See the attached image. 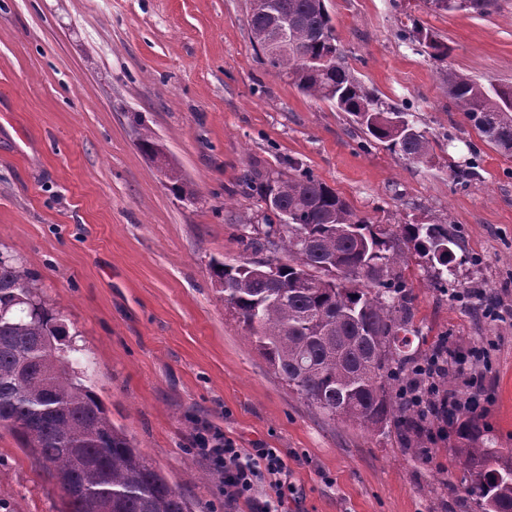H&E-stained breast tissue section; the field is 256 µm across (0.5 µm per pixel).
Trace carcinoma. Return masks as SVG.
I'll return each mask as SVG.
<instances>
[{"mask_svg": "<svg viewBox=\"0 0 512 512\" xmlns=\"http://www.w3.org/2000/svg\"><path fill=\"white\" fill-rule=\"evenodd\" d=\"M435 12L492 13L497 0H427ZM286 15L305 60H271L262 34L275 16ZM252 42L268 67L289 76L298 90L332 102L367 137L413 164L432 156L430 138L412 114L381 100L355 78L338 47L325 0H253L248 20ZM417 40L436 60L448 59V45L423 33L416 22L398 31ZM448 99L470 126L497 151L512 154V86H486L455 68L442 73ZM137 145L148 158L163 156L153 131L136 118ZM291 173H247L244 183L266 206L264 240L288 253V261L265 274L261 261L215 263L213 274L231 309L250 332L273 372L330 421L381 430L391 424L405 433L423 428L425 415L402 398L419 366L448 357L437 346L411 350L419 335L413 304L398 269L408 254L440 266L436 285L445 288L458 246L446 224H404L394 235L361 216L333 189L297 162ZM467 185L475 162L453 170ZM168 190L178 199L194 189L176 166L165 163ZM69 336L60 311L44 297L36 276L0 249V426L60 486L64 512H193L173 486L124 433L86 384L88 360ZM465 440L455 462L478 512H512V448L476 445L478 423L458 428Z\"/></svg>", "mask_w": 512, "mask_h": 512, "instance_id": "obj_1", "label": "carcinoma"}]
</instances>
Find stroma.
Listing matches in <instances>:
<instances>
[{"mask_svg": "<svg viewBox=\"0 0 512 512\" xmlns=\"http://www.w3.org/2000/svg\"><path fill=\"white\" fill-rule=\"evenodd\" d=\"M326 0L349 67L388 104L414 113L432 158L411 164L365 143L346 113L263 64L249 0H0V248L39 279L91 362L89 383L113 423L197 505L224 512V482L189 441L203 425L239 447L276 448L288 512H475L455 466L454 426L371 431L318 415L269 368L224 305L214 261H254L265 205L252 169L296 161L354 210L391 230L458 233L447 289L411 257L402 270L424 345L484 351L477 394L493 447L512 448V155L480 140L448 101L451 65L512 85V0L487 17L437 13L425 0ZM447 42V62L399 40L405 16ZM192 183L182 201L135 145L133 114ZM455 149H443L445 136ZM480 174L456 184L452 169ZM493 294L510 318L456 302ZM0 490L16 512H62L63 493L0 427Z\"/></svg>", "mask_w": 512, "mask_h": 512, "instance_id": "35a3bbf8", "label": "stroma"}]
</instances>
